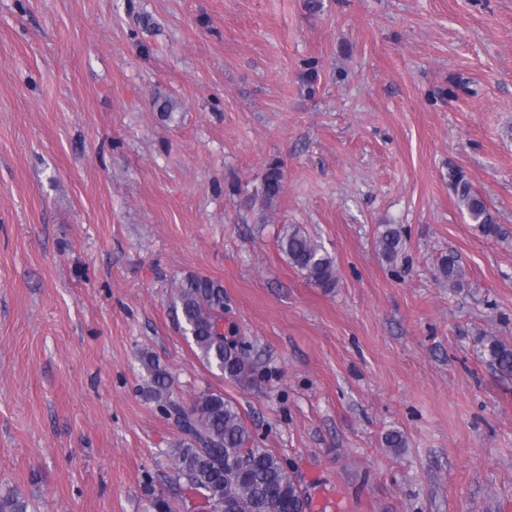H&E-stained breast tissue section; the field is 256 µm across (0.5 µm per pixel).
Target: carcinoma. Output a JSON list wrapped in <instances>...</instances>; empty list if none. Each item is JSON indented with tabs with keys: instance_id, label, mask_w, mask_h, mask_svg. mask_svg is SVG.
I'll use <instances>...</instances> for the list:
<instances>
[{
	"instance_id": "cac0c4a2",
	"label": "carcinoma",
	"mask_w": 512,
	"mask_h": 512,
	"mask_svg": "<svg viewBox=\"0 0 512 512\" xmlns=\"http://www.w3.org/2000/svg\"><path fill=\"white\" fill-rule=\"evenodd\" d=\"M281 163L268 164L256 196L267 205L283 191ZM459 201L470 220L486 235L498 233L481 197L462 188ZM288 265L308 283L324 289L336 287L333 259L317 241L297 225L284 227L277 241ZM401 227L384 225L376 247L389 262L404 249ZM440 277L460 284L463 276L458 257L450 252L439 260ZM173 304L184 332L211 370L234 383L251 386L256 369L238 343L217 332L223 320L224 287L207 276L189 275L175 285ZM481 355L503 378H512V343L496 336L481 340ZM140 363L150 377L149 399L178 424L181 438L168 450L175 484L186 496L205 498L197 512H224L230 503L234 512H308L309 498L287 461L255 439L239 406L221 391L204 390L185 404L174 393L166 368L149 352ZM0 512H28L27 502L15 492L0 494Z\"/></svg>"
}]
</instances>
